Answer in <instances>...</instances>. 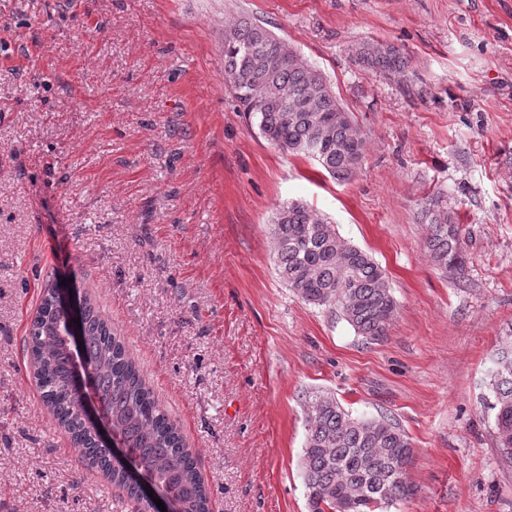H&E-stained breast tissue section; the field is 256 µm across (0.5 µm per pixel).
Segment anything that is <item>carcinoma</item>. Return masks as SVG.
<instances>
[{
  "instance_id": "carcinoma-1",
  "label": "carcinoma",
  "mask_w": 512,
  "mask_h": 512,
  "mask_svg": "<svg viewBox=\"0 0 512 512\" xmlns=\"http://www.w3.org/2000/svg\"><path fill=\"white\" fill-rule=\"evenodd\" d=\"M354 55L386 77L407 79L408 59L393 46L362 44ZM224 85L241 111L257 116L261 135L279 150L316 162L339 182L362 166L367 141L353 113L323 74L263 20L245 16L224 28ZM420 222L428 228L425 249L433 265L444 273L462 270L465 240L443 194L422 203ZM272 232L288 288L310 304L338 309L359 336L386 335L398 305L384 269L366 251L304 203L279 206ZM54 295L55 289H45L26 345L40 398L77 446L78 462L105 471L134 512H151L140 486L113 463L112 449L102 447L85 423L83 400L91 393L130 460L177 499L182 512H210L204 479L180 428L87 298L80 315L92 375L86 390L79 389L67 337L59 330L66 314ZM491 386L487 408L494 412L502 461L512 466V338L502 342ZM411 458V438L396 419L354 417L329 394L309 401L300 465L311 512H378L409 497L414 489L405 471Z\"/></svg>"
}]
</instances>
